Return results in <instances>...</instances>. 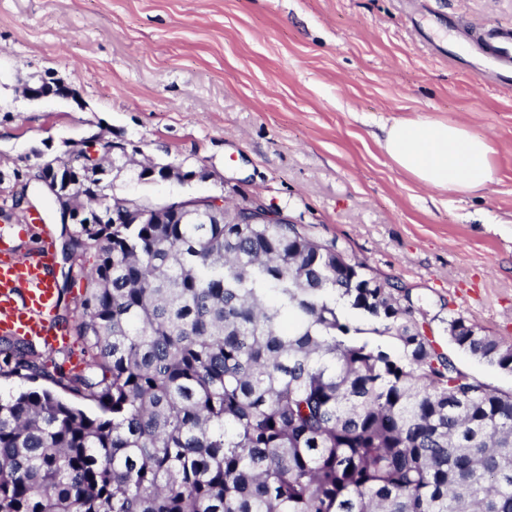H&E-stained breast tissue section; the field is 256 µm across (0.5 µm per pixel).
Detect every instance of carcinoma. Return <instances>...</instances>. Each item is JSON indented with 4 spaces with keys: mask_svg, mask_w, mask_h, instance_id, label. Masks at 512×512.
I'll return each instance as SVG.
<instances>
[{
    "mask_svg": "<svg viewBox=\"0 0 512 512\" xmlns=\"http://www.w3.org/2000/svg\"><path fill=\"white\" fill-rule=\"evenodd\" d=\"M82 224L87 280L63 322L85 369L32 341L0 360L54 390L0 395V512H512V346L462 316L448 349L412 289L304 224ZM364 319L367 327L353 325ZM460 366L490 385L502 390L512 389V376L480 364L464 354H456Z\"/></svg>",
    "mask_w": 512,
    "mask_h": 512,
    "instance_id": "cac0c4a2",
    "label": "carcinoma"
}]
</instances>
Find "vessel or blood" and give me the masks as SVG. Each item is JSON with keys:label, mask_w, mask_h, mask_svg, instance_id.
Segmentation results:
<instances>
[{"label": "vessel or blood", "mask_w": 512, "mask_h": 512, "mask_svg": "<svg viewBox=\"0 0 512 512\" xmlns=\"http://www.w3.org/2000/svg\"><path fill=\"white\" fill-rule=\"evenodd\" d=\"M480 49L497 61L501 76L512 73V30L492 32ZM6 237L0 231V335L49 344L67 341V330L55 321L58 291L51 252L42 249L18 258Z\"/></svg>", "instance_id": "obj_1"}]
</instances>
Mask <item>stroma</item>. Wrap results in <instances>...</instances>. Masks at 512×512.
Listing matches in <instances>:
<instances>
[{"label":"stroma","mask_w":512,"mask_h":512,"mask_svg":"<svg viewBox=\"0 0 512 512\" xmlns=\"http://www.w3.org/2000/svg\"><path fill=\"white\" fill-rule=\"evenodd\" d=\"M490 26L512 29V0H0V209L26 194L42 221L20 252L50 239L67 270L37 164L101 132L136 161L212 173H124L117 195L264 196L412 288L434 336L455 314L512 346V91L474 49ZM46 75L76 99L25 100ZM396 119L467 124L496 182L422 186L374 139Z\"/></svg>","instance_id":"35a3bbf8"}]
</instances>
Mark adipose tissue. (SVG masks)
<instances>
[{"label":"adipose tissue","instance_id":"adipose-tissue-1","mask_svg":"<svg viewBox=\"0 0 512 512\" xmlns=\"http://www.w3.org/2000/svg\"><path fill=\"white\" fill-rule=\"evenodd\" d=\"M384 152L420 184L453 193L486 189L496 180L494 148L455 121H395L380 126Z\"/></svg>","mask_w":512,"mask_h":512}]
</instances>
